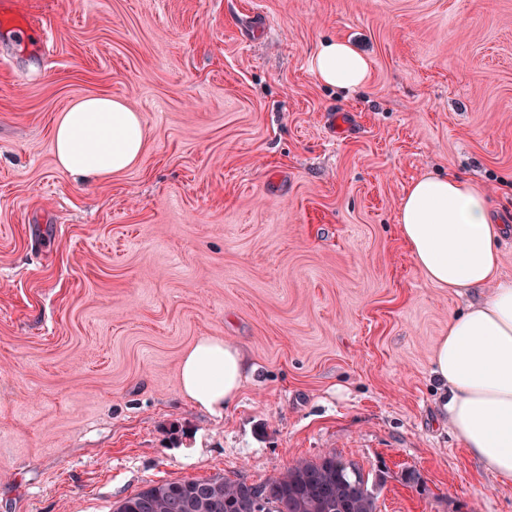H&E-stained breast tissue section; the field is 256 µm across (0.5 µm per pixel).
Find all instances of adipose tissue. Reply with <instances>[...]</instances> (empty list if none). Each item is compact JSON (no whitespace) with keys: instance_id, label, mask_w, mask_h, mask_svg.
<instances>
[{"instance_id":"obj_1","label":"adipose tissue","mask_w":512,"mask_h":512,"mask_svg":"<svg viewBox=\"0 0 512 512\" xmlns=\"http://www.w3.org/2000/svg\"><path fill=\"white\" fill-rule=\"evenodd\" d=\"M322 83L354 91L370 61L345 40L321 42L309 59ZM142 116L108 95L74 100L53 128L60 168L87 181L125 173L138 161ZM398 225L415 265L442 288L476 289L477 301L448 322L432 356L447 400L448 424L467 453L500 482H512V282L501 280L497 239L484 193L458 175L414 180L401 199ZM242 350L200 339L180 364L183 392L208 412L223 411L246 375Z\"/></svg>"}]
</instances>
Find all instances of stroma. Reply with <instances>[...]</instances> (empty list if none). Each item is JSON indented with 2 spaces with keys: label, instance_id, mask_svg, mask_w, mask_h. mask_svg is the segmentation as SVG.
Instances as JSON below:
<instances>
[{
  "label": "stroma",
  "instance_id": "stroma-1",
  "mask_svg": "<svg viewBox=\"0 0 512 512\" xmlns=\"http://www.w3.org/2000/svg\"><path fill=\"white\" fill-rule=\"evenodd\" d=\"M18 2L39 27L0 31V512L327 451L381 476L379 512H512L432 373L473 294L429 281L397 222L412 180L467 178L512 280V0ZM331 38L369 58L361 90L310 72ZM96 94L145 143L85 182L52 129ZM204 337L252 366L219 415L180 386Z\"/></svg>",
  "mask_w": 512,
  "mask_h": 512
}]
</instances>
